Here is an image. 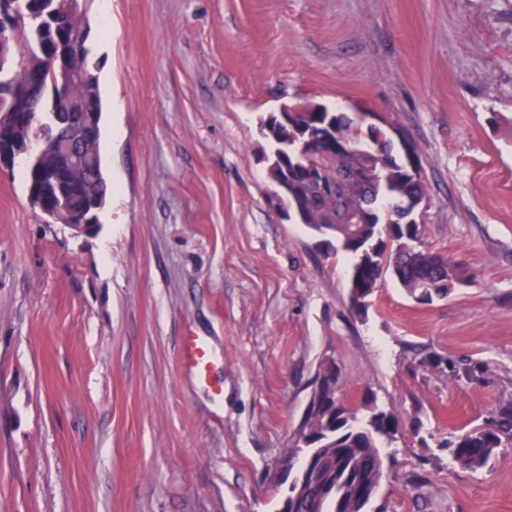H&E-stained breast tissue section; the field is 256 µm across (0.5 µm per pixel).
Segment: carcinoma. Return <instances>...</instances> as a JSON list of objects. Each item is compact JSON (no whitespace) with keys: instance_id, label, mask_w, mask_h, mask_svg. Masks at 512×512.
<instances>
[{"instance_id":"carcinoma-1","label":"carcinoma","mask_w":512,"mask_h":512,"mask_svg":"<svg viewBox=\"0 0 512 512\" xmlns=\"http://www.w3.org/2000/svg\"><path fill=\"white\" fill-rule=\"evenodd\" d=\"M61 0H0V24L12 27L14 37L0 57V113L44 112L39 126L27 132L52 141L60 125L53 116L71 109L102 112L97 72L96 42L91 29L81 30L62 12ZM356 113L334 112L320 105L318 112H296L292 126L273 113L261 120L271 148L277 149L308 131L319 136L314 150L327 155L332 171L359 167L363 180L342 186L345 205L365 216L363 224H339L336 197L315 188L303 167L279 169L278 181L288 186V212L321 235L336 241V250L352 258L348 289L353 311L367 312L371 297L389 275L419 304L450 294L448 285L467 283L463 268L422 243L419 225L410 224L403 208L409 200H425L428 185L414 175L403 148L396 146L383 124L354 129ZM488 368L479 363L453 366L452 376L481 380ZM341 374L326 367L317 373L305 419L302 447L317 449L320 479L332 481L331 493L321 501V512H368L360 501V484L381 480V448L399 433L393 410L371 409L364 416L348 409L338 397ZM512 440V403H501L486 426L460 433L447 442L456 461L472 471L485 468L504 441Z\"/></svg>"}]
</instances>
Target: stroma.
<instances>
[{"mask_svg": "<svg viewBox=\"0 0 512 512\" xmlns=\"http://www.w3.org/2000/svg\"><path fill=\"white\" fill-rule=\"evenodd\" d=\"M112 188L93 236L0 173V512H277L319 369L396 411L370 512H512V442H447L512 402V0H88ZM384 119L429 185L422 241L470 283L365 316L351 258L274 199L260 117ZM210 372L186 371V336ZM427 355L444 367L422 364ZM487 364L454 381L449 364ZM447 442L456 461L472 471L485 468L505 440H512V403H501L486 426L460 433Z\"/></svg>", "mask_w": 512, "mask_h": 512, "instance_id": "35a3bbf8", "label": "stroma"}]
</instances>
